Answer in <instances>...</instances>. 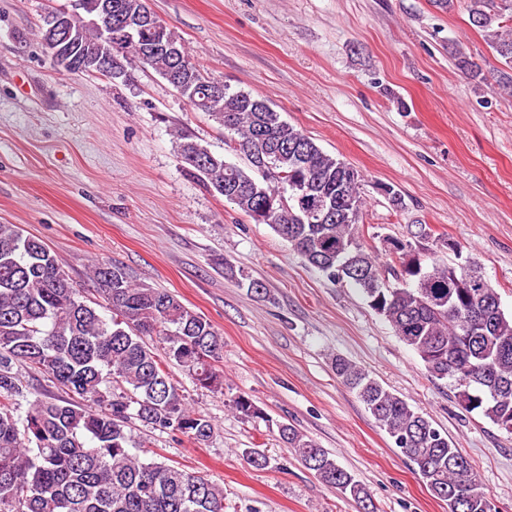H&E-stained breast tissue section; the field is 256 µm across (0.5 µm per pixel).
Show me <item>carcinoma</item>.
I'll use <instances>...</instances> for the list:
<instances>
[{"mask_svg": "<svg viewBox=\"0 0 512 512\" xmlns=\"http://www.w3.org/2000/svg\"><path fill=\"white\" fill-rule=\"evenodd\" d=\"M464 2L470 24L484 33L500 58L498 86L512 91V0H432L443 12ZM91 14L123 8L128 15L145 0H88ZM73 52L112 58L121 31L107 38L78 19ZM180 46L184 64L178 94L205 112L224 132L225 145L244 154V169L179 135V156L194 153L192 173L255 223L263 204L274 202L266 222L305 263L332 283L357 289L368 307L422 360L428 376L446 380L458 404L512 434V314L476 262H460L455 243L449 263L428 249L396 239L388 264L362 239L365 198L361 175L349 182L350 205L324 219L336 184L345 181L343 160L280 119L268 100L230 91L204 75L181 38L159 19L136 30L130 61L158 74L173 67L167 44ZM455 66L472 82L481 69L459 46ZM106 319L81 298L69 274L38 238L16 224H0V512H224V487L158 454L140 459L129 427L137 420L162 433L205 445L212 422L191 411L165 365L174 362L199 387L224 390L217 369L224 342L212 324L163 288L132 281L117 263L92 265ZM164 343L156 354L146 337ZM28 364L49 374L68 398L38 399L17 415L23 395L15 367ZM332 368L355 393L413 473L448 512H487L488 494L462 449L424 414L350 360L336 356ZM232 409L257 417L252 400L239 395ZM281 442L326 486L351 499L359 512H377L365 484L294 425L277 424Z\"/></svg>", "mask_w": 512, "mask_h": 512, "instance_id": "1", "label": "carcinoma"}]
</instances>
